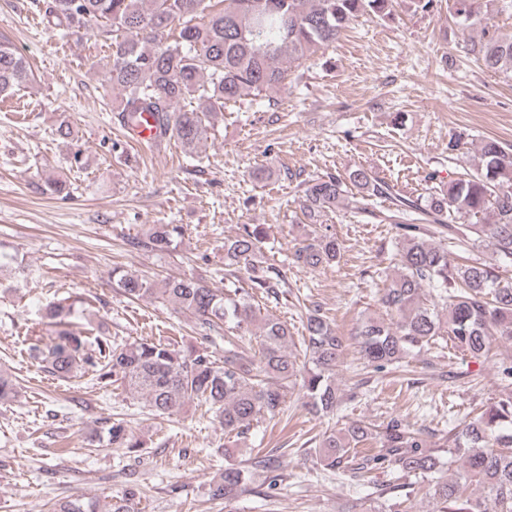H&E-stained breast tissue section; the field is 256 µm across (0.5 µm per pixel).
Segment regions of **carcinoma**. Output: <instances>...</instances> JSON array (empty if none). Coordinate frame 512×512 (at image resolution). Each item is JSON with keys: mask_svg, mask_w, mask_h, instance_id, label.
<instances>
[{"mask_svg": "<svg viewBox=\"0 0 512 512\" xmlns=\"http://www.w3.org/2000/svg\"><path fill=\"white\" fill-rule=\"evenodd\" d=\"M394 0H53L48 16L69 34L97 28L112 36V53L102 63L112 89L121 127L136 126L142 115L156 120V137L175 140L196 153L207 138L211 120L224 106L245 96L258 97L285 87L291 64L336 42L351 22L368 15L385 18ZM453 18L465 30H480L469 52L493 72L512 71V36L489 31L481 0H448ZM30 70L10 42L0 37V95L7 97L27 83ZM309 216L340 203L367 212L377 199H389L391 186L364 169L349 182L327 175L304 182ZM386 220L402 231L398 272L381 295L390 322L361 321L356 329L364 359L380 371L399 361L409 349L448 339L474 358L487 355L497 341L512 343V283L503 282L496 267L482 262L454 263L433 245L424 224H443L462 238L484 243L498 262L512 265V147L487 138L479 145L473 172L448 182L446 190L415 206V216L401 205ZM184 235L180 224H154L141 245L161 254L174 249ZM262 229L246 224L224 241V265L249 267L260 251ZM340 256L331 237L305 244L294 262L309 269L330 265ZM281 281L278 271L254 275L252 287L270 294ZM112 286L131 300H163L195 319L206 337H219L224 326L240 331L260 325L258 354L248 356L232 337L224 340L220 363L197 348L178 350L162 340L116 343L97 335L93 341L64 329L70 313L64 301L49 303L44 316L57 327V341L47 347V371L68 379L77 371L92 372L108 384L120 381L145 397L158 416L173 418L192 403L213 411L224 433L241 434L265 416L281 411L288 388L297 381L296 361L288 354V325L261 314L248 294H229L195 277L157 282L145 276L112 270ZM302 346L308 368L301 388L309 405L330 414L339 403L336 367L345 345L329 319L314 308L306 319ZM16 381L0 373V400L13 399ZM109 444L138 448L140 441L120 420L106 421ZM370 434L352 423L344 431L323 436L314 449L330 469L355 457L351 450ZM381 439L386 453L363 456L354 471L364 475L380 466L394 481L379 496L396 494L415 483L433 485L435 512H512V392L471 417L448 436V443L466 460L453 481L442 475L443 462L427 448L420 433L398 419L390 420ZM249 472L226 466L209 484L213 499L231 500L246 489ZM137 490L131 486L112 502L109 512H136ZM54 512H97L81 497L60 501Z\"/></svg>", "mask_w": 512, "mask_h": 512, "instance_id": "obj_1", "label": "carcinoma"}]
</instances>
